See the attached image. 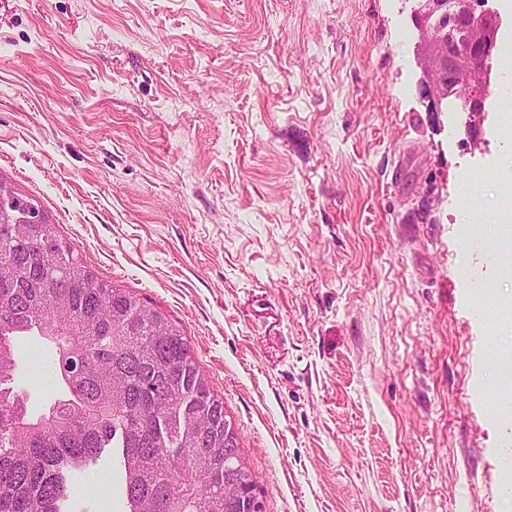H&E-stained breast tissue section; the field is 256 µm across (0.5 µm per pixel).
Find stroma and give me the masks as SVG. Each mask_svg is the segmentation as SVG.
Segmentation results:
<instances>
[{
    "instance_id": "35a3bbf8",
    "label": "stroma",
    "mask_w": 512,
    "mask_h": 512,
    "mask_svg": "<svg viewBox=\"0 0 512 512\" xmlns=\"http://www.w3.org/2000/svg\"><path fill=\"white\" fill-rule=\"evenodd\" d=\"M418 7L0 0V178L184 331L265 512H512V271L470 240L512 180L503 75L484 116L429 111ZM16 351L42 413L56 348ZM69 483L122 512L103 462Z\"/></svg>"
}]
</instances>
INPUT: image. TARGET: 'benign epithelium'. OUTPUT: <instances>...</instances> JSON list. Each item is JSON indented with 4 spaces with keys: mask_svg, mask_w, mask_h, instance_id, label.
Here are the masks:
<instances>
[{
    "mask_svg": "<svg viewBox=\"0 0 512 512\" xmlns=\"http://www.w3.org/2000/svg\"><path fill=\"white\" fill-rule=\"evenodd\" d=\"M423 69L420 91L435 112L448 95L489 88L492 73L484 64L501 26L498 12L477 10V0H422L414 16Z\"/></svg>",
    "mask_w": 512,
    "mask_h": 512,
    "instance_id": "7a95c632",
    "label": "benign epithelium"
}]
</instances>
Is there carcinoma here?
<instances>
[{
    "label": "carcinoma",
    "instance_id": "cac0c4a2",
    "mask_svg": "<svg viewBox=\"0 0 512 512\" xmlns=\"http://www.w3.org/2000/svg\"><path fill=\"white\" fill-rule=\"evenodd\" d=\"M48 336L68 394L29 414L14 341ZM112 449L127 512H253L224 399L183 331L98 278L49 217L0 223V512H60L66 471Z\"/></svg>",
    "mask_w": 512,
    "mask_h": 512
}]
</instances>
